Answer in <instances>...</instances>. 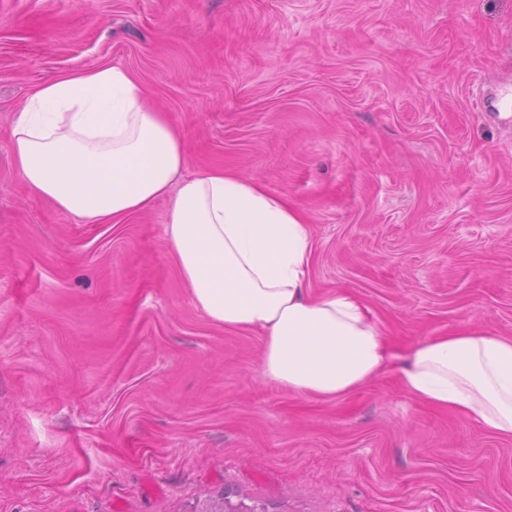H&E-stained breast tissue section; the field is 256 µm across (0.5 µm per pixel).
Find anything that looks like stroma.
<instances>
[{
  "label": "stroma",
  "mask_w": 512,
  "mask_h": 512,
  "mask_svg": "<svg viewBox=\"0 0 512 512\" xmlns=\"http://www.w3.org/2000/svg\"><path fill=\"white\" fill-rule=\"evenodd\" d=\"M129 69L221 168L309 224V289L395 353L512 336V0H0V512H512V440L411 397L392 364L315 399L259 330L193 304L170 203L92 224L35 197L14 116L60 73Z\"/></svg>",
  "instance_id": "1"
}]
</instances>
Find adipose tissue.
Instances as JSON below:
<instances>
[{"label": "adipose tissue", "instance_id": "obj_1", "mask_svg": "<svg viewBox=\"0 0 512 512\" xmlns=\"http://www.w3.org/2000/svg\"><path fill=\"white\" fill-rule=\"evenodd\" d=\"M11 153L32 194L91 223L171 197L166 235L195 305L215 324L265 330L263 375L278 386L335 398L398 359L358 297L309 293L299 212L221 169L182 177L181 134L128 69L101 65L36 86L13 122ZM401 359L408 394L512 439V336L467 327Z\"/></svg>", "mask_w": 512, "mask_h": 512}]
</instances>
